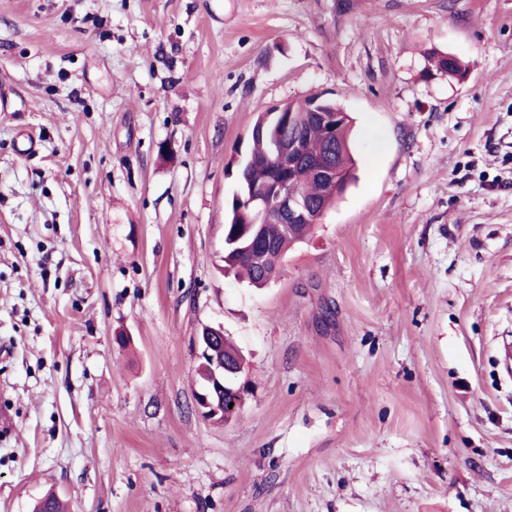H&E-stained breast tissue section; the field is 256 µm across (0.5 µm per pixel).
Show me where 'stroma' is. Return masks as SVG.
<instances>
[{"mask_svg": "<svg viewBox=\"0 0 512 512\" xmlns=\"http://www.w3.org/2000/svg\"><path fill=\"white\" fill-rule=\"evenodd\" d=\"M0 93V512H512V0H0ZM312 94L356 178L250 288L229 162ZM206 328L211 335L205 336L202 340L198 336L196 337L198 358L208 357L211 347L215 346L216 339L219 340V337L224 335V329L221 326L206 325ZM216 345L217 347L210 354L214 357V360L224 358L223 362L217 367L218 372L213 371L211 380L217 386L219 397H210L209 393L197 390L193 396V408L205 418L221 423H230L239 417L243 409V402L238 391L230 389L224 384L231 383L229 379L241 373L244 356L226 337H221ZM230 357H233L235 362L233 359H227ZM230 403H233L232 408H229Z\"/></svg>", "mask_w": 512, "mask_h": 512, "instance_id": "1", "label": "stroma"}]
</instances>
